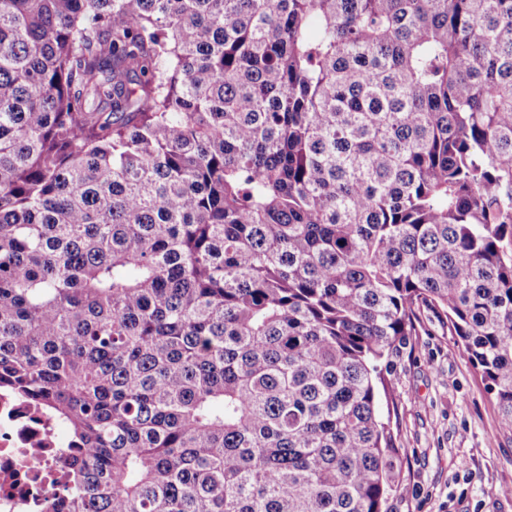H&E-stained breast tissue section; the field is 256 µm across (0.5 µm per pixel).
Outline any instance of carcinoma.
I'll use <instances>...</instances> for the list:
<instances>
[{
    "label": "carcinoma",
    "mask_w": 512,
    "mask_h": 512,
    "mask_svg": "<svg viewBox=\"0 0 512 512\" xmlns=\"http://www.w3.org/2000/svg\"><path fill=\"white\" fill-rule=\"evenodd\" d=\"M512 430V0H0V387L49 512H387L422 309ZM59 425L36 406L0 390V512H46L48 485L66 472Z\"/></svg>",
    "instance_id": "1"
}]
</instances>
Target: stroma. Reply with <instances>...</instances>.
<instances>
[{
    "instance_id": "1",
    "label": "stroma",
    "mask_w": 512,
    "mask_h": 512,
    "mask_svg": "<svg viewBox=\"0 0 512 512\" xmlns=\"http://www.w3.org/2000/svg\"><path fill=\"white\" fill-rule=\"evenodd\" d=\"M401 450L389 512H512V431L446 323L421 314L387 377Z\"/></svg>"
}]
</instances>
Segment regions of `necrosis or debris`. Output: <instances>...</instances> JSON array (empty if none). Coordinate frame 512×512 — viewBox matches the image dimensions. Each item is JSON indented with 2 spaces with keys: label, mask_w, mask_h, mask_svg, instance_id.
Listing matches in <instances>:
<instances>
[{
  "label": "necrosis or debris",
  "mask_w": 512,
  "mask_h": 512,
  "mask_svg": "<svg viewBox=\"0 0 512 512\" xmlns=\"http://www.w3.org/2000/svg\"><path fill=\"white\" fill-rule=\"evenodd\" d=\"M63 446L53 420L0 390V512H46L45 488L65 479Z\"/></svg>",
  "instance_id": "obj_1"
}]
</instances>
